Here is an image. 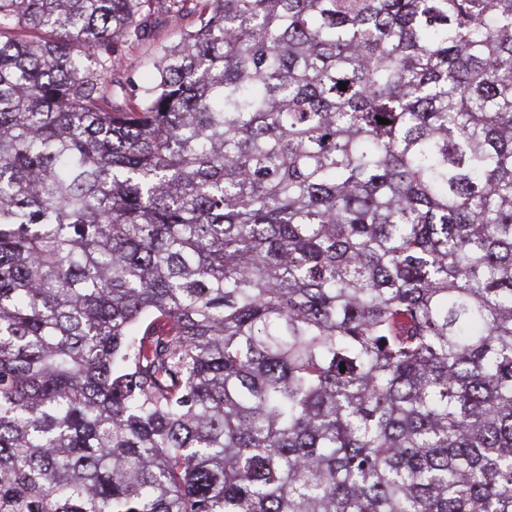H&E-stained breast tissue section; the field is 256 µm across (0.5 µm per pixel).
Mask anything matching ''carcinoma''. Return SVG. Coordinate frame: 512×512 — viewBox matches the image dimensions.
<instances>
[{
    "mask_svg": "<svg viewBox=\"0 0 512 512\" xmlns=\"http://www.w3.org/2000/svg\"><path fill=\"white\" fill-rule=\"evenodd\" d=\"M0 512H512V0H0ZM178 39L179 34L172 26L170 18L155 15L139 42L116 45L112 63L121 69L131 83L141 85L154 74L153 63L157 48Z\"/></svg>",
    "mask_w": 512,
    "mask_h": 512,
    "instance_id": "obj_1",
    "label": "carcinoma"
}]
</instances>
